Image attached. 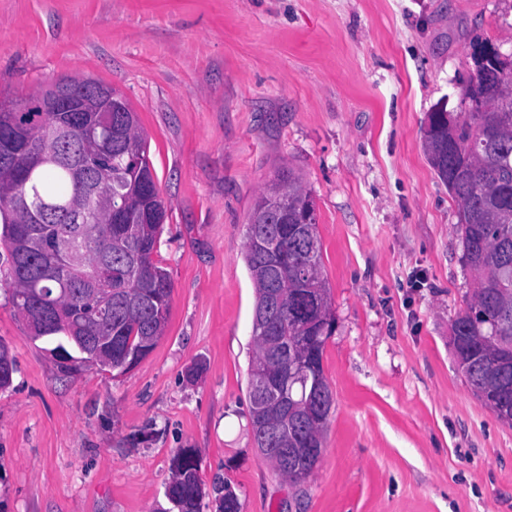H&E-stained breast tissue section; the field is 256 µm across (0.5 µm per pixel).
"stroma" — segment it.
<instances>
[{"mask_svg": "<svg viewBox=\"0 0 512 512\" xmlns=\"http://www.w3.org/2000/svg\"><path fill=\"white\" fill-rule=\"evenodd\" d=\"M512 49V0H0V94L63 77L136 110L166 218V332L125 373L32 339L0 243V512H165L179 449L203 512H512V428L457 367L470 298L458 206L423 149L460 113L474 46ZM316 204L335 331L323 454L294 484L254 445L248 367L255 199L279 171ZM197 377H189L194 365Z\"/></svg>", "mask_w": 512, "mask_h": 512, "instance_id": "stroma-1", "label": "stroma"}]
</instances>
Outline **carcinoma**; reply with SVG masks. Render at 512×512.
<instances>
[{
	"instance_id": "1",
	"label": "carcinoma",
	"mask_w": 512,
	"mask_h": 512,
	"mask_svg": "<svg viewBox=\"0 0 512 512\" xmlns=\"http://www.w3.org/2000/svg\"><path fill=\"white\" fill-rule=\"evenodd\" d=\"M475 72L463 101L468 111L457 116L442 108L431 112L424 132V148L439 179L458 205L457 232L463 263L478 275L466 309L451 323V338L458 368L477 396L503 424L512 427V53L492 56ZM35 97L17 105L12 116L24 125L30 139L47 143L52 158L29 170L25 185L30 212L27 223L15 215L14 195L0 178V241L8 247L10 301L20 310L31 305V289L42 292L43 303L63 315L41 331L40 338L69 344L84 354L88 337L101 345L112 338V365L126 372L156 347L164 336L172 283L168 273L153 262L160 242L166 209L154 180L149 146L138 125L137 112L128 101L124 111L111 112L108 121L121 130L114 138L106 130L93 135L53 136L54 117L33 108ZM110 170L109 181L101 171ZM288 195L293 223L247 224L245 261L256 292L255 307L276 288L283 295L277 316L267 327L253 328L255 351L249 375L265 362L260 337L270 336L288 346V364L278 367L283 384L291 385L289 407L294 409L288 435L266 429L265 414L255 405L254 385H249L250 426L264 458L281 475L297 481L284 469L280 456L288 449L292 467L308 469L321 456L334 403L323 373V354L332 336L335 318L326 279L322 273V245L317 214L310 192L290 171L280 173L254 203L258 209L280 192ZM88 200V216L98 219L101 234L84 245V271L97 269L112 289V314L101 317L98 301L81 287L82 275L71 273L69 294L62 295L45 267L61 268L59 247L82 237L69 202ZM37 233L46 249L32 254L17 246L18 235ZM280 236L281 266L272 277L264 275L269 257L259 241ZM0 389L10 387L15 360L0 344ZM313 447L307 460L299 449ZM199 458L182 448L173 459V475L165 496L168 512H203L204 493L198 479ZM236 493L228 486L218 498V512H240Z\"/></svg>"
}]
</instances>
